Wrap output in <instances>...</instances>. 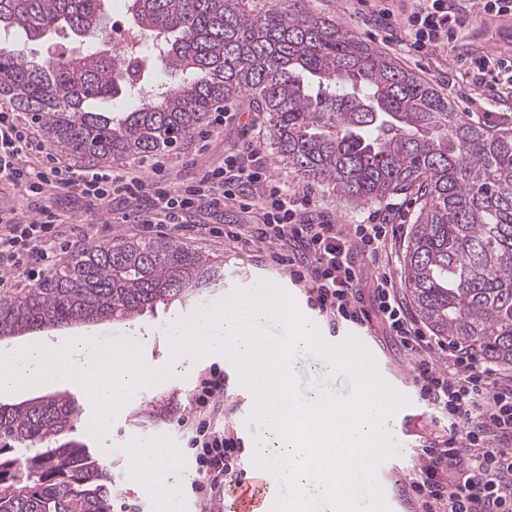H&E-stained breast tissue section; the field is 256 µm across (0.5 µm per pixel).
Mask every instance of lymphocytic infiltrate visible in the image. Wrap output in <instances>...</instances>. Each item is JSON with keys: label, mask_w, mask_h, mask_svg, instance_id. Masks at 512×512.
I'll use <instances>...</instances> for the list:
<instances>
[{"label": "lymphocytic infiltrate", "mask_w": 512, "mask_h": 512, "mask_svg": "<svg viewBox=\"0 0 512 512\" xmlns=\"http://www.w3.org/2000/svg\"><path fill=\"white\" fill-rule=\"evenodd\" d=\"M455 0H414L410 12L394 14L378 0L370 14L378 27L403 33L414 53L431 55L452 41L467 22ZM41 145L13 113L0 110V183L21 196L41 197L60 188L103 213L114 203V221L168 224L183 235L207 231L265 254L292 279L307 285L311 300L330 324H380L409 357L420 398L441 425L425 438L422 461L409 487L418 512H512V375L475 349L443 341L418 327L400 291L394 248L400 227L389 213L369 224H338L313 212V195L274 180L256 142L229 152L222 165L206 168L190 185L172 186L160 163L151 177L137 168L81 169L57 161L41 164ZM248 213L245 224L202 223L225 210ZM39 221L7 213L0 218V267L27 278L55 268L71 215L46 207ZM371 268L363 280V268ZM224 375L210 371L196 388L195 414L182 418L200 475L194 493L209 501L237 480L242 448L221 428L216 398Z\"/></svg>", "instance_id": "1"}]
</instances>
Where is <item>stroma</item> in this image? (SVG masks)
<instances>
[{
    "instance_id": "stroma-1",
    "label": "stroma",
    "mask_w": 512,
    "mask_h": 512,
    "mask_svg": "<svg viewBox=\"0 0 512 512\" xmlns=\"http://www.w3.org/2000/svg\"><path fill=\"white\" fill-rule=\"evenodd\" d=\"M301 8L314 14L336 20L344 29L357 38L370 42L379 50L394 57L403 67L420 79L433 85L448 97L458 111L464 112L467 120L494 131L512 128V94H497L486 86L477 84L473 76L467 75L460 64L468 56L493 55L512 56V19L495 21L471 15L456 40L431 56H415L409 53L401 38H387L383 29L370 25L369 12L360 0H301ZM226 107L235 112L232 120L221 119L217 112H210L207 122L178 146L159 152L158 158L166 165L170 178L179 184L189 183L205 167L222 162L225 152L232 150L246 140L243 114L253 113L258 117L260 130L269 127V115L261 111L255 101L247 96L227 101ZM270 173L278 181L295 188L312 187L317 205L331 211L340 224H364L375 212L394 208L402 229L398 238V249H405L418 205L415 190H405L387 197L355 204L337 196L331 187L318 181L297 175L286 162L277 156L269 158ZM0 205L18 210L23 218L36 221L44 206L51 205L70 211L74 229L70 239L74 247H81L97 241L121 239H169L173 233L168 228L156 227L143 230L138 224H100L93 214L87 213L81 203L61 195H47L41 198H24L12 189L0 186ZM183 246L208 254L224 268V288L211 293V301L223 299L225 287L242 286L245 280L258 277L279 283L284 279L282 271L273 268L267 261L246 250H232L223 241L211 238H182ZM194 308L193 302L174 303L168 308H157L155 313L145 314L131 323L112 322L77 326L40 333L39 339L48 344H59L72 336H90L100 341L127 332L141 338L144 359L154 367L164 366L170 356L167 347L166 330L172 314L185 315ZM368 338L376 349V359L387 380H405L411 376L406 356L385 336L382 329L371 328ZM224 359L210 356L197 362L189 371H175L173 377L138 393L122 410L112 426L108 438L113 448L111 455L112 481L114 484V508L116 512H164L163 503L167 492L185 493L187 485L184 474L193 470L194 464L189 452H182L180 464L167 465L158 479L150 485L133 479L129 458L124 448L140 437L159 435L168 442L179 443L174 430L176 420L187 415L194 394V388L201 375L211 366L223 367Z\"/></svg>"
}]
</instances>
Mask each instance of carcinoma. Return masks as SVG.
<instances>
[{
	"instance_id": "cac0c4a2",
	"label": "carcinoma",
	"mask_w": 512,
	"mask_h": 512,
	"mask_svg": "<svg viewBox=\"0 0 512 512\" xmlns=\"http://www.w3.org/2000/svg\"><path fill=\"white\" fill-rule=\"evenodd\" d=\"M104 0H0V31L75 45L41 61L0 41V100L38 120L51 147L86 166L165 150L214 106L247 93L269 114L277 157L357 204L416 189L406 288L437 336L512 365V131L469 122L447 97L335 21L254 0H129L134 29L182 80L120 112L149 57L113 55ZM224 284L210 256L170 239L77 249L57 274L0 297V341L44 329L134 321ZM75 397L0 405V512H112V473L59 443L82 421Z\"/></svg>"
}]
</instances>
